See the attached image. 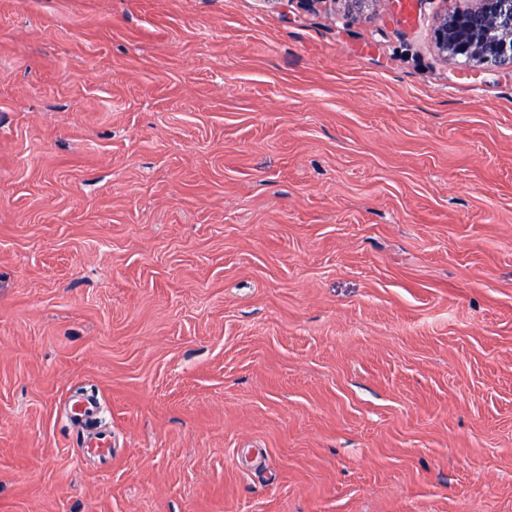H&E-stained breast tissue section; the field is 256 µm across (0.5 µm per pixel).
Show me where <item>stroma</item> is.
<instances>
[{
	"instance_id": "stroma-1",
	"label": "stroma",
	"mask_w": 512,
	"mask_h": 512,
	"mask_svg": "<svg viewBox=\"0 0 512 512\" xmlns=\"http://www.w3.org/2000/svg\"><path fill=\"white\" fill-rule=\"evenodd\" d=\"M457 5L0 0V512H512V68ZM434 18V46L444 60L482 68H512V0H471ZM98 414V401L91 395L80 394L70 404L69 416L72 423L92 431L83 439L82 451L102 460L111 455L112 433L96 424Z\"/></svg>"
}]
</instances>
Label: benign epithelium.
<instances>
[{
	"mask_svg": "<svg viewBox=\"0 0 512 512\" xmlns=\"http://www.w3.org/2000/svg\"><path fill=\"white\" fill-rule=\"evenodd\" d=\"M434 46L444 60L482 68L512 66V0H471L464 8L440 10Z\"/></svg>",
	"mask_w": 512,
	"mask_h": 512,
	"instance_id": "7a95c632",
	"label": "benign epithelium"
}]
</instances>
